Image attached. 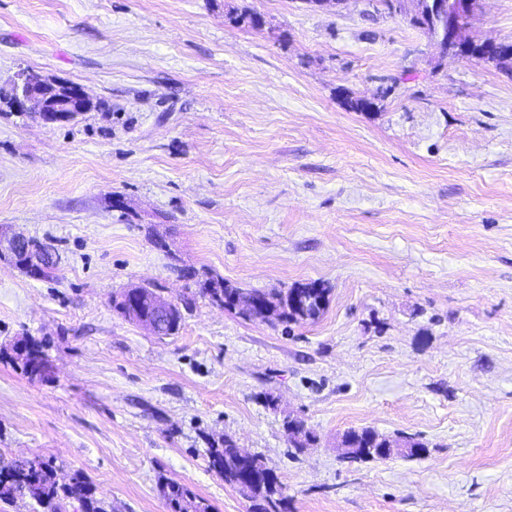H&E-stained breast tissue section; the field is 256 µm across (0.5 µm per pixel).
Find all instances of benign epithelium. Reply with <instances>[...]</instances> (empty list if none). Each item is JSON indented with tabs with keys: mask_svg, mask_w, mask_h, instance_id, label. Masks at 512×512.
<instances>
[{
	"mask_svg": "<svg viewBox=\"0 0 512 512\" xmlns=\"http://www.w3.org/2000/svg\"><path fill=\"white\" fill-rule=\"evenodd\" d=\"M391 7L428 32L442 59L481 56L496 64L512 58V49L503 41L486 39L479 45L472 39L469 30L480 9V0H392ZM91 105L92 100L80 86L49 82L29 72L21 73L11 89V107L44 124L71 122ZM19 252H31L30 240L0 229V260L10 261ZM178 310V303L160 295L153 301L152 315L137 310L133 316L140 326L160 336L164 320Z\"/></svg>",
	"mask_w": 512,
	"mask_h": 512,
	"instance_id": "obj_1",
	"label": "benign epithelium"
}]
</instances>
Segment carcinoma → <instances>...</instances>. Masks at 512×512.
<instances>
[{
	"instance_id": "1",
	"label": "carcinoma",
	"mask_w": 512,
	"mask_h": 512,
	"mask_svg": "<svg viewBox=\"0 0 512 512\" xmlns=\"http://www.w3.org/2000/svg\"><path fill=\"white\" fill-rule=\"evenodd\" d=\"M199 293L220 307L232 310L231 304L236 298H256L271 308L266 315L260 309L243 316L249 321L258 320L271 323L275 320L282 323L307 322L317 320L324 312L328 303V289L317 282L302 283L291 288L261 291H245L220 277H210L198 283ZM306 297V309L298 310L290 306L294 296ZM25 354L16 355L22 365L23 372L30 379H42L47 374L49 365L42 346L34 340H25ZM378 436L372 429L349 430L345 432L347 447L341 449L340 458L344 462L358 463L374 460L367 450L370 437ZM380 437V436H378ZM388 438L380 437L377 446L383 447ZM407 449L390 448L388 456L403 454L410 458H418L420 454L413 452L419 448L428 452V448L420 439L407 437ZM208 466L224 478V482L238 487L245 473L254 476L246 497L257 503V512H269L268 507H279L285 497L282 496V485L278 477L270 471L258 455H246L229 437L222 436L209 442L207 449ZM161 491L167 499L172 512H210V506L197 497L188 487L179 482L165 480L161 483ZM29 499L50 512H62L67 502L77 503L79 512H106L102 503L95 496L86 476L76 471L68 482L57 480L56 471L50 462L40 459H0V501L14 503Z\"/></svg>"
}]
</instances>
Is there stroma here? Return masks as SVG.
Listing matches in <instances>:
<instances>
[{
	"instance_id": "1",
	"label": "stroma",
	"mask_w": 512,
	"mask_h": 512,
	"mask_svg": "<svg viewBox=\"0 0 512 512\" xmlns=\"http://www.w3.org/2000/svg\"><path fill=\"white\" fill-rule=\"evenodd\" d=\"M471 33L511 42L512 0H482ZM23 70L94 108L0 104V227L57 262H0V458L82 471L111 512H171L163 477L252 512L208 467L226 433L288 512H512V74L437 62L386 0H0V88ZM206 273L329 301L270 324L196 296L173 336L112 307ZM289 414L317 437L296 457ZM366 427L428 453L344 464L337 440ZM25 354H17L16 359L22 365L23 372L30 379H43L47 374L49 365L42 346L35 340L24 339Z\"/></svg>"
}]
</instances>
